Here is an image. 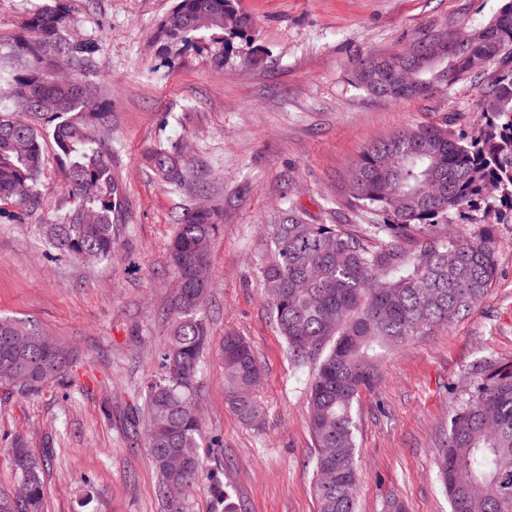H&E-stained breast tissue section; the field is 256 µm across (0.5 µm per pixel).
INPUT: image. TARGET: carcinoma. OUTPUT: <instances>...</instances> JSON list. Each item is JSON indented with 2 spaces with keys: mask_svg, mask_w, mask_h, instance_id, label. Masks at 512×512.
<instances>
[{
  "mask_svg": "<svg viewBox=\"0 0 512 512\" xmlns=\"http://www.w3.org/2000/svg\"><path fill=\"white\" fill-rule=\"evenodd\" d=\"M65 0L27 16L22 32L0 54V95L22 104L28 119L0 114V221L22 223L42 205L39 185L51 140L67 175L71 206L43 232L61 256L109 257L127 222L124 189L113 173L112 151L100 138L105 113L97 81L102 40L75 39ZM234 0H176L158 40L167 48L188 39L214 47L224 66L227 36L250 29ZM453 49L439 71L423 66L437 49ZM503 55L512 56V0L482 28L446 40L431 38L385 59H367L356 73L364 91L395 100L449 85ZM470 141L448 126L406 127L368 146L350 183L355 198L380 220L375 232L391 239L380 251L337 224H313L290 206L267 225V260L259 273L272 320L288 359L316 361L308 390V424L318 454L313 494L318 512H355L358 488L355 404L375 385L382 360L413 337L446 328L472 311L492 287L497 243L491 228L473 238H436L450 211L484 204L498 222L512 219V74L502 76ZM154 175L186 187L181 156L158 144L149 157ZM218 212L193 209L169 244L176 279L170 333L146 385L145 435L166 512H188V497L204 486L222 512H245L224 485V466L206 468L200 453L184 463L174 448H199L202 422L194 402L209 345L202 316L205 289L192 287L195 267L208 262ZM416 230L428 236L403 264L397 242ZM226 400L242 421L256 424L264 408L254 395L262 368L250 344L235 333L220 345ZM69 354L56 340L0 318V385L34 391L63 376ZM11 465L26 497L0 489V512H44L47 456L23 439L11 441ZM437 467L451 512H512V361L484 366L456 393L448 439ZM183 495L171 497L172 488Z\"/></svg>",
  "mask_w": 512,
  "mask_h": 512,
  "instance_id": "obj_1",
  "label": "carcinoma"
}]
</instances>
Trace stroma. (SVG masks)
<instances>
[{
	"mask_svg": "<svg viewBox=\"0 0 512 512\" xmlns=\"http://www.w3.org/2000/svg\"><path fill=\"white\" fill-rule=\"evenodd\" d=\"M46 0H0V50ZM505 0H237L251 20L224 66L206 42L164 52L156 35L175 0H67L79 33L103 38L99 78L111 101L108 145L126 191L128 222L109 258H50L41 231L68 202L66 176L48 154L41 208L0 223V317L73 349L72 378L31 392L0 390V488L15 484L8 448L22 436L52 457L47 512H165L146 438L129 440L131 407L169 335L161 318L175 276L168 244L200 205L221 226L209 252L203 315L211 345L198 376L205 436L224 439V481L246 512H317V454L308 427L313 365L291 363L268 314L258 267L265 225L293 204L316 224H337L385 248L350 179L364 150L406 126L479 127L485 97L512 59L490 63L441 92L394 100L359 89L369 58L488 24ZM190 162L189 187L155 179L156 144ZM497 277L484 300L450 327L414 337L381 366L355 406L357 512H450L435 459L455 387L488 359L512 360V222L495 225ZM246 338L264 375L261 425L242 424L225 402L219 344Z\"/></svg>",
	"mask_w": 512,
	"mask_h": 512,
	"instance_id": "1",
	"label": "stroma"
}]
</instances>
